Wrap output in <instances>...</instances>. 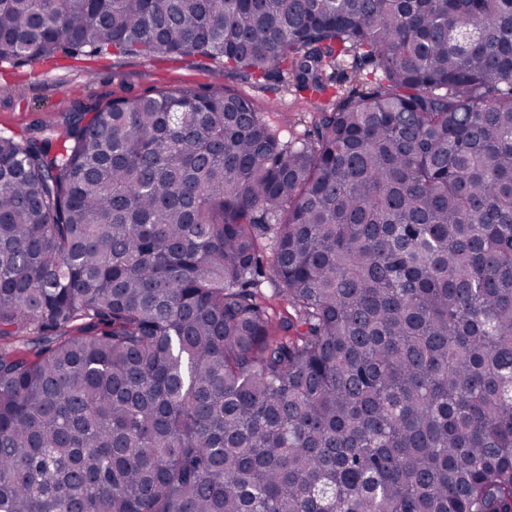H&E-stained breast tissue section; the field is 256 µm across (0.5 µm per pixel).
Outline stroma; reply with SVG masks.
<instances>
[{
  "mask_svg": "<svg viewBox=\"0 0 512 512\" xmlns=\"http://www.w3.org/2000/svg\"><path fill=\"white\" fill-rule=\"evenodd\" d=\"M222 68V62L198 56H130L112 48L45 61H0V133L23 136L35 123L55 125L77 96L105 103L147 96L164 86L204 91ZM224 83L253 100L281 139L313 133L312 112L282 76L273 74L256 84L228 76Z\"/></svg>",
  "mask_w": 512,
  "mask_h": 512,
  "instance_id": "obj_1",
  "label": "stroma"
}]
</instances>
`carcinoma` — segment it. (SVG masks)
<instances>
[{"instance_id": "1", "label": "carcinoma", "mask_w": 512, "mask_h": 512, "mask_svg": "<svg viewBox=\"0 0 512 512\" xmlns=\"http://www.w3.org/2000/svg\"><path fill=\"white\" fill-rule=\"evenodd\" d=\"M110 46L314 137L222 83L0 135V512H512V0H0V60ZM223 81L230 89L253 100L259 112H263L269 124L279 132L282 140L313 135V112L302 103L298 93L287 87L282 76L272 74L258 84L227 75ZM261 244L263 246L262 252H263V261L265 266V277L262 279L261 284L258 288L260 292H262V295L266 298L270 297L273 294V288L272 284L270 283V280L267 279L268 275L271 273L270 268V262L272 259V245H271V238L269 236L264 237L261 240ZM269 302L273 305L274 312L278 315L281 313V315L287 314L286 304H281L279 300L275 297H270Z\"/></svg>"}]
</instances>
